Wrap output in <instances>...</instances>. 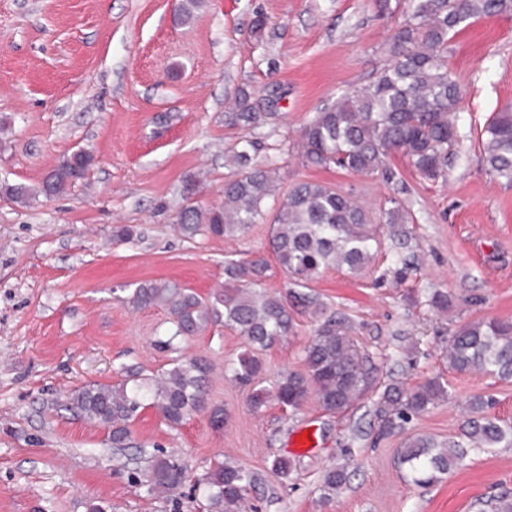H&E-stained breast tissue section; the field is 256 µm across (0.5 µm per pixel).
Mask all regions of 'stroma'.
<instances>
[{"mask_svg":"<svg viewBox=\"0 0 512 512\" xmlns=\"http://www.w3.org/2000/svg\"><path fill=\"white\" fill-rule=\"evenodd\" d=\"M183 0H0V187L25 185L20 205L0 191V512H206L194 476L221 460L256 473L255 512H473L476 499L512 491V447L470 456L431 485L408 483L396 463L400 437L374 440L370 400L344 415L308 400L294 413L268 402L251 411L247 392L225 374L247 345L215 326L181 351L210 364L209 399L224 425L198 413L169 428L155 409L131 423L132 446L112 447L106 428L67 406L91 384L118 383L125 369L168 368L157 347L168 317L129 299L145 281H174L207 295L229 260L262 261L260 286L289 289L254 225L237 240L177 229L183 181L202 175L200 206L221 204L240 136L271 161L281 189L302 181L350 192L372 211L401 201L407 238L383 236V252L409 261L403 274L379 259L352 275L323 271L311 288L328 312L346 316L355 339L378 359V383L413 387L441 374L455 395L412 420L414 431L455 437L461 400L493 396L512 420V380L448 370V339L478 318L512 321V186L478 162L479 133L492 113L512 109V14L485 17L456 35L448 64L463 94L462 158L446 184L419 178L400 159L390 174L364 178L306 165L297 150L316 112L367 84L385 62V43L406 0H199L182 19ZM265 17L254 36L256 17ZM246 91L266 122L251 130L226 118ZM93 154L86 179L47 198L45 173L77 150ZM136 228L133 240L115 227ZM447 293L448 310L428 305ZM316 327L294 318L290 335L261 352L258 384L303 367ZM158 449L189 467L178 494L149 496L139 482L142 453ZM291 460L276 474L275 457ZM346 466L345 488L326 495L323 474Z\"/></svg>","mask_w":512,"mask_h":512,"instance_id":"1","label":"stroma"}]
</instances>
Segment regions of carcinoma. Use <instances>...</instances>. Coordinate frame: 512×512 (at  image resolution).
I'll return each mask as SVG.
<instances>
[{
    "label": "carcinoma",
    "mask_w": 512,
    "mask_h": 512,
    "mask_svg": "<svg viewBox=\"0 0 512 512\" xmlns=\"http://www.w3.org/2000/svg\"><path fill=\"white\" fill-rule=\"evenodd\" d=\"M512 14V0H408V10L388 39L387 63L368 84L347 91L316 113L304 127L301 156L312 166H335L360 176L387 170L399 158L421 179L446 180L448 167L461 158L459 118L463 92L448 67V44L479 18ZM246 93L228 121L244 129L261 120ZM253 143L238 142L235 159L244 171L224 182V204L203 209L192 203L179 215L186 237L200 232L237 239L251 225L263 224L266 203L278 198L270 225V247L280 267L298 290L286 298L257 288L267 270L263 262H228L225 285L202 297L173 281L146 282L133 292L137 307H160L169 316V334L157 345L172 349L183 339L221 325L243 337L248 349L227 366L230 379L251 388L253 408L273 400L283 409L298 410L314 399L328 413L354 409L372 388L377 364L354 338L350 320L326 314L320 299L306 292L329 268L357 274L378 256L382 224L351 193L305 181L277 196L276 171L251 164ZM480 161L493 178L512 185V111L494 113L480 135ZM94 163L87 151L73 154L44 177L39 193L47 198L65 193L82 181ZM383 224H393L395 237L405 235L404 208L396 200L380 211ZM298 308L318 326L305 349L304 370L279 375L268 390L256 384L261 371L258 353L292 331L291 310ZM448 369L481 371L500 380L512 378V322L477 319L456 329L448 339ZM210 367L202 357H179L171 367L148 377L140 370L124 371L115 385L92 383L76 391L70 408L109 429L112 447L128 448L130 423L144 405L155 409L170 428L195 413H206L211 424H224V408L208 398ZM452 400L448 380L437 375L406 388L387 383L373 400L371 415L377 437L404 435L398 463L416 486L460 467L467 457L490 448L512 447V422L487 411L492 398L472 397L463 403L469 418L459 435L448 441L408 431V424ZM187 465L175 456H152L146 473L147 492L178 489ZM349 475L332 468L324 487L336 492ZM257 474L229 461L212 465L195 482L204 489L208 512H242ZM479 512H512V495L501 494L481 504Z\"/></svg>",
    "instance_id": "1"
}]
</instances>
